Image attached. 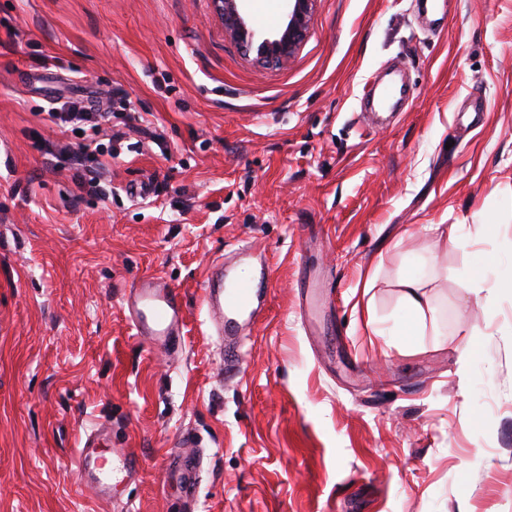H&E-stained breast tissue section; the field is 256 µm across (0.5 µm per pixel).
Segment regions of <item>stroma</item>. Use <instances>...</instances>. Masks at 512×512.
I'll list each match as a JSON object with an SVG mask.
<instances>
[{
	"label": "stroma",
	"mask_w": 512,
	"mask_h": 512,
	"mask_svg": "<svg viewBox=\"0 0 512 512\" xmlns=\"http://www.w3.org/2000/svg\"><path fill=\"white\" fill-rule=\"evenodd\" d=\"M418 3L316 0L260 66L211 0H0V512H114L73 463L98 424L141 459L131 512H181L185 430L197 512H512V297L468 281L463 242L490 224L512 254V0ZM239 5L284 23L286 0ZM396 64L409 97L372 124ZM65 101L112 115L102 194L39 150L81 143L46 119ZM256 240L265 313L228 378L203 285ZM408 271L427 310L405 348ZM144 276L185 296L178 350L134 336ZM168 470L181 476L184 483V492L194 499L196 493V479L201 468V457L196 453L169 455Z\"/></svg>",
	"instance_id": "1"
}]
</instances>
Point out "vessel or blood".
<instances>
[{
    "instance_id": "b4317fda",
    "label": "vessel or blood",
    "mask_w": 512,
    "mask_h": 512,
    "mask_svg": "<svg viewBox=\"0 0 512 512\" xmlns=\"http://www.w3.org/2000/svg\"><path fill=\"white\" fill-rule=\"evenodd\" d=\"M243 252L258 265V275H238L233 266L219 258L213 261L212 273L204 284V301L224 344V364L237 369L243 365L239 350L241 336L263 314L270 275L265 246L253 242ZM124 300L139 338L164 351L181 348L187 319L181 291L161 278L150 276L134 282ZM104 434L101 428L85 434L75 451L74 464L78 471L96 477L98 495L109 501L116 486L136 479L140 459L128 452L120 456L117 467L104 469L100 451ZM182 445L183 454L171 456L168 469L181 476L186 495L192 496L196 493L201 458L193 452L196 442L192 437H184Z\"/></svg>"
}]
</instances>
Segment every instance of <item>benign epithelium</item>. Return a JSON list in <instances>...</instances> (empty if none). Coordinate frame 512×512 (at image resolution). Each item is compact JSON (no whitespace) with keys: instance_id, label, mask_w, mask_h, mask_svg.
Segmentation results:
<instances>
[{"instance_id":"obj_1","label":"benign epithelium","mask_w":512,"mask_h":512,"mask_svg":"<svg viewBox=\"0 0 512 512\" xmlns=\"http://www.w3.org/2000/svg\"><path fill=\"white\" fill-rule=\"evenodd\" d=\"M224 17V28L246 53H255L257 62L283 63L290 60L304 40L315 0H289L287 22L274 37L264 36L249 28L242 16L239 0H212Z\"/></svg>"}]
</instances>
